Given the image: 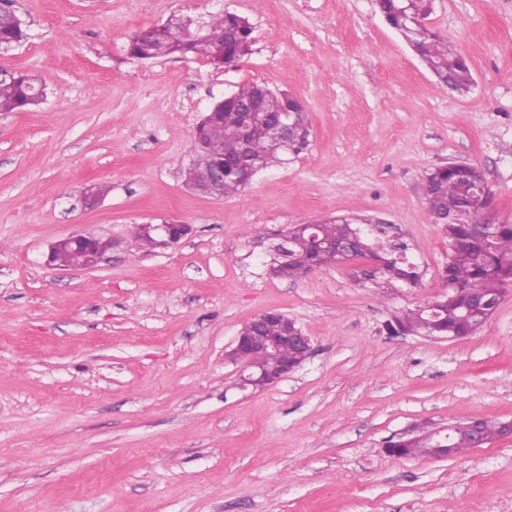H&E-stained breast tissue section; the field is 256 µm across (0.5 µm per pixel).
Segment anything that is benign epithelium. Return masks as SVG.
I'll use <instances>...</instances> for the list:
<instances>
[{
    "label": "benign epithelium",
    "instance_id": "obj_1",
    "mask_svg": "<svg viewBox=\"0 0 512 512\" xmlns=\"http://www.w3.org/2000/svg\"><path fill=\"white\" fill-rule=\"evenodd\" d=\"M224 176V167L215 171L196 173L192 184L195 192L205 195L214 201H222L221 183ZM135 229L141 234L152 233L155 235V247L165 251L173 249L187 237L192 227L189 224H181L177 221H167L163 224H139ZM63 245H74L85 251L89 256V264L95 265L99 258L110 248L112 241L74 232L69 236L53 243L49 248L47 264H52L53 253L56 248ZM269 350L291 351V355L283 359L275 367H265L259 363V359ZM311 354V339L302 329L297 327L285 336H270L259 338L253 333L239 331L234 346L225 354V358L241 368L240 386L249 385L256 388L273 386L288 375L302 367Z\"/></svg>",
    "mask_w": 512,
    "mask_h": 512
}]
</instances>
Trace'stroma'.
Masks as SVG:
<instances>
[{
  "label": "stroma",
  "instance_id": "35a3bbf8",
  "mask_svg": "<svg viewBox=\"0 0 512 512\" xmlns=\"http://www.w3.org/2000/svg\"><path fill=\"white\" fill-rule=\"evenodd\" d=\"M27 37L0 52L45 86L0 112V512H512V439L446 458L390 456L415 425L512 419V291L474 334L393 336L391 314L446 293L448 239L425 169L479 167L483 216L512 224V0H435L429 25L470 63L446 90L376 0H11ZM230 11L253 51L221 68L128 54L173 17ZM257 81L301 99L310 149L216 202L184 184L214 103ZM103 184L100 204L81 195ZM369 216L412 247L416 288L350 264L269 278L295 224ZM192 227L142 249L137 224ZM119 241L94 267L47 265L73 231ZM275 310L312 340L277 385L241 389L224 358Z\"/></svg>",
  "mask_w": 512,
  "mask_h": 512
}]
</instances>
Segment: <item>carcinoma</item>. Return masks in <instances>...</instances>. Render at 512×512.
Segmentation results:
<instances>
[{
    "instance_id": "carcinoma-1",
    "label": "carcinoma",
    "mask_w": 512,
    "mask_h": 512,
    "mask_svg": "<svg viewBox=\"0 0 512 512\" xmlns=\"http://www.w3.org/2000/svg\"><path fill=\"white\" fill-rule=\"evenodd\" d=\"M433 0H377L378 11L386 24L408 44L438 81L456 92L466 91L473 83L468 60L428 25ZM197 23L181 17L161 30L145 29L129 43V55L140 60L156 59L175 53H192L216 67L233 63L252 51L253 28L250 22L235 13L211 15L203 27V38L195 37ZM26 38L22 20L9 7L0 6V47H12ZM44 88L38 79L18 72L9 80L0 81V112L31 109L41 102ZM260 101L265 116L247 122L242 108ZM290 110L288 123L293 136L288 148L274 146L271 127L278 114ZM214 112L224 118L212 120L200 128L207 149L199 152L198 166L206 168L224 163V197L240 192L246 184L240 177L243 152L261 170L298 156L311 145L308 113L305 105L286 100V94L250 82L241 85L214 105ZM424 203L435 223L448 237V293L440 300L396 314L387 326L396 335L423 332L428 336L465 337L475 333L489 319L482 303L499 299L512 285V224H496L487 233L477 232L465 218L476 208L486 181L483 172L470 165L436 166L422 176ZM288 252L268 247L266 272L271 277L298 280L310 270L335 265L342 255L338 245L349 247L351 259L368 258L376 265V273L368 269L351 270L359 283L371 282L377 288L401 283L416 288L421 282L419 267L408 259V244L385 237L382 224H371L360 216L324 219L313 229L289 228ZM61 266H84L87 255L73 247H61L54 254ZM451 434V453L474 447L467 421L456 422ZM434 453L432 442L407 437L400 454L422 457Z\"/></svg>"
}]
</instances>
